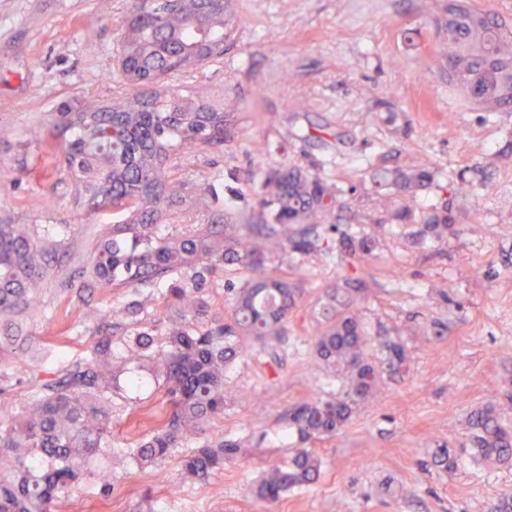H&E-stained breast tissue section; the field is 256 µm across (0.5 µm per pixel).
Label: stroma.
Returning <instances> with one entry per match:
<instances>
[{
    "label": "stroma",
    "mask_w": 512,
    "mask_h": 512,
    "mask_svg": "<svg viewBox=\"0 0 512 512\" xmlns=\"http://www.w3.org/2000/svg\"><path fill=\"white\" fill-rule=\"evenodd\" d=\"M444 0H226L224 54L154 84L170 98L232 113L235 135L172 165L166 182L185 202L165 231L180 234L224 217L242 224L261 172L284 164L318 169L356 187L353 210L383 202L372 170L424 164L440 180L466 179L457 222L442 242L414 247L387 228L359 271L316 252L283 270L303 295L276 350L247 338L224 372L223 419L205 434L243 442L240 455L197 483L181 473V451L158 466L112 460V488L75 490L83 512H488L512 491V464L489 467L472 447L471 411L496 407L512 426V112H485L448 86V45L436 24ZM132 0H0V224H50L90 253L102 228L122 220L77 197L64 171L42 173L50 119L61 105L111 103L123 87L116 59ZM358 273L368 291L357 309L367 355L384 364L386 341L408 355L384 378L375 401L343 431L314 443L321 476L267 503L253 493L270 464H287L298 443L286 413L295 404L340 396L313 344L327 287ZM143 324L164 311L147 290L95 291L115 311L132 300ZM52 334L68 358L84 356L93 323L75 329L81 307L56 305ZM450 448L453 469L437 466Z\"/></svg>",
    "instance_id": "35a3bbf8"
}]
</instances>
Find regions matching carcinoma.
<instances>
[{
  "label": "carcinoma",
  "instance_id": "1",
  "mask_svg": "<svg viewBox=\"0 0 512 512\" xmlns=\"http://www.w3.org/2000/svg\"><path fill=\"white\" fill-rule=\"evenodd\" d=\"M135 0L124 20L121 72L133 92L117 96L109 108L87 104L58 113L55 151L63 169L80 182L99 209L114 199L132 197L130 218L104 227L90 263L60 235L35 224H0V512H58L73 490L101 482L108 488L112 460V406L117 359L148 360L164 388L165 404L133 407L144 435L120 455L134 466L154 464L177 448L183 474L204 481L224 469L240 445L224 436H203V426L224 417V370L251 337L272 345L296 307L301 289L278 272L281 257L336 250L352 269L364 267L377 246L372 224H422L413 243L441 242L456 216L448 201L425 214L415 209L418 193L435 187L457 195L465 182L441 183L425 165L371 172L376 191L395 201L377 217L352 213L353 193L298 165L269 168L262 174L264 195L249 223L223 224L185 234L160 229L168 208V152L224 141L231 127L223 112L176 98L145 99L134 93L141 79L202 65L224 53V0ZM448 0V86L485 112H512V29L497 15ZM355 226L337 233L343 214ZM339 234L336 246L328 244ZM235 265L245 273L229 289L227 321H205L209 313L207 276L214 268ZM84 304L92 288H124L133 282L159 286L164 310L173 315L165 331L130 327L112 335V318L121 314L87 308L84 318L102 325L90 337L88 355L60 360L50 375L34 380L27 371L54 357L38 344L32 327L51 321L46 282ZM364 280L345 277L329 286L324 323L315 352L347 382L341 397L306 402L288 412V425L302 441L332 436L350 420L353 408L377 397L381 373L364 353L363 322L353 309L364 294ZM388 365L400 369L405 351L386 345ZM30 383L22 410L5 398L8 389ZM473 447L480 460L512 461V431L493 408L471 414ZM317 455L301 448L288 465L272 466L255 487L257 498L275 502L283 494L314 483L320 476Z\"/></svg>",
  "mask_w": 512,
  "mask_h": 512
}]
</instances>
